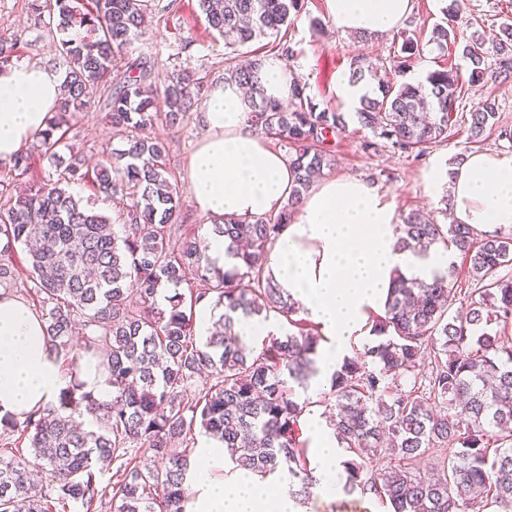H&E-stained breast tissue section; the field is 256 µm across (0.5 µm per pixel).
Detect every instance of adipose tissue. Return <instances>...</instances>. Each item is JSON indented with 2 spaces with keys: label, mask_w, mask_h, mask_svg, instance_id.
<instances>
[{
  "label": "adipose tissue",
  "mask_w": 512,
  "mask_h": 512,
  "mask_svg": "<svg viewBox=\"0 0 512 512\" xmlns=\"http://www.w3.org/2000/svg\"><path fill=\"white\" fill-rule=\"evenodd\" d=\"M325 5L342 34L379 37L400 28L413 10L412 0H325ZM63 80L60 71L38 63L0 68V162L13 161L45 130ZM203 122L205 131L186 167L195 212L210 225L227 216L278 214L295 184V171L251 126L243 90L231 82L215 85ZM428 184L446 190L452 223L487 233L512 227V156L472 152L451 169L432 168ZM397 222L377 187L326 177L313 183L269 252L266 275L323 336L309 394L328 386L352 337L363 334L369 313L382 310L394 270L428 282L447 267L446 253L420 257L399 250ZM74 383L97 400L112 397L106 373L95 365L84 361L78 373L64 374L41 316L17 295H1L0 418L24 421ZM338 451L332 429L315 425L311 453L319 463L321 495H333L339 487ZM203 452L207 465L187 474L195 493L187 512H296L286 485L272 487L254 474H225L224 450L215 441Z\"/></svg>",
  "instance_id": "obj_1"
}]
</instances>
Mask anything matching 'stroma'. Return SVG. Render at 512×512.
I'll list each match as a JSON object with an SVG mask.
<instances>
[{"label":"stroma","mask_w":512,"mask_h":512,"mask_svg":"<svg viewBox=\"0 0 512 512\" xmlns=\"http://www.w3.org/2000/svg\"><path fill=\"white\" fill-rule=\"evenodd\" d=\"M152 12L142 33L134 36L117 54L114 63L146 58L154 64V81L163 85L180 70L203 79L205 90H212L224 78V41L209 28L198 0H151ZM465 8L458 29L464 33H483L486 39L498 38L500 26L512 23V0H464ZM54 0H0V38L16 44L15 61L45 64L66 71L58 44L47 36L41 17L48 14ZM293 49L288 61L306 93L318 110L343 111L336 95L340 77L348 75L355 56L371 59L387 57L393 51L392 36L355 40L336 30L326 14L325 0H304L298 14L290 19L284 35ZM495 97L498 126L485 131L477 141L469 139V112L485 96ZM100 104L89 105L70 123L61 156L78 152L85 168L99 164L112 149L122 147L123 137L105 122ZM455 125L445 140L429 144L423 153L404 152L384 144L356 122L336 136L331 151L333 164L326 168L329 176L341 175L376 185L396 212H418L444 224L448 221L445 197L431 194L427 175L433 165L450 166L472 151L512 155V142L501 138V129L512 131V78L489 82L465 93L458 102ZM201 107H193L184 122L175 128L155 123L149 137L165 142L167 163L172 180L185 183V165L203 132Z\"/></svg>","instance_id":"1"}]
</instances>
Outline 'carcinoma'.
<instances>
[{"label": "carcinoma", "instance_id": "1", "mask_svg": "<svg viewBox=\"0 0 512 512\" xmlns=\"http://www.w3.org/2000/svg\"><path fill=\"white\" fill-rule=\"evenodd\" d=\"M209 26L236 50L276 37L302 0H199ZM449 24L435 25L428 42L439 50L456 45L462 0L442 8ZM149 0H55L44 24L58 38L67 63L64 93L40 134L56 178L32 181L22 195L11 184L27 178L28 157L16 156L0 177V288L15 281L16 246L27 248L32 293L39 302L48 341L77 370L85 358L103 357L112 400L100 402L75 383L58 404L29 416L24 427L0 419L3 440L19 434L31 453L0 448V512H186L194 497L186 483L188 442L195 430L224 443L235 469L288 480L295 500L313 497L316 468L300 439V417L312 401H299L315 373L321 336L298 317L294 301L265 274L266 257L284 223L329 167L326 142L345 130L343 112L317 111L306 87L296 83L284 105L267 98L258 59L226 57L224 80L250 90L252 125L287 149L296 186L276 216L224 217L211 233L232 247L239 264H211L204 240L174 238L181 194L171 181L166 145L139 131L161 119L174 126L195 104L192 75L178 74L163 90L152 87V66L129 64L105 100V120L124 133L93 172L72 158L60 167L57 151L66 126L84 111L112 74V61L145 27ZM399 51L350 64L354 84L377 83L359 100L353 117L392 147L407 152L448 138L463 86L512 76V24L488 47L482 36L463 40L466 72L435 69L416 84L397 83L423 46L410 30L397 32ZM494 64H488V59ZM490 96L470 115L477 139L497 121ZM93 176L108 196L129 195L122 232L110 217L90 210L70 191ZM401 251L423 256L438 246L458 253L432 281L399 273L384 311L369 316L375 340L346 356L317 403L346 453L343 489L371 495L388 512H512V227L479 233L467 224H438L419 213H402L395 225ZM474 288H456L459 279ZM195 281L197 288L180 291ZM207 301L223 330L196 341L193 311ZM282 317L292 330L269 336L262 349L246 352L243 319ZM83 323L80 344L72 342ZM148 447L164 465L140 455ZM432 455L436 464L420 467ZM111 474L104 484L101 477Z\"/></svg>", "mask_w": 512, "mask_h": 512}]
</instances>
